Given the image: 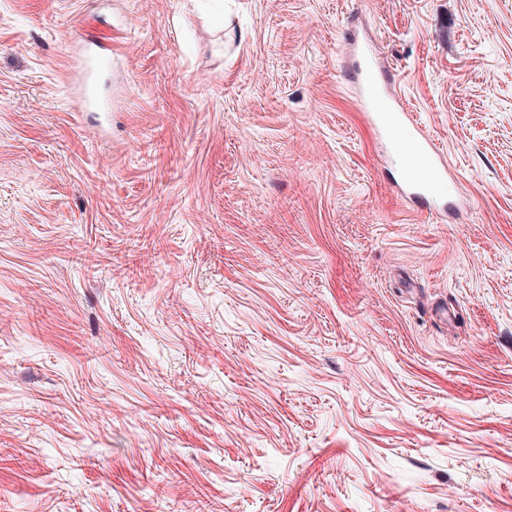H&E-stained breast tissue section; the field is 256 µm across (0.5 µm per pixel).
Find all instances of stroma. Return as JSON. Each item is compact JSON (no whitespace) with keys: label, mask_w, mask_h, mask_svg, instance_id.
Wrapping results in <instances>:
<instances>
[{"label":"stroma","mask_w":512,"mask_h":512,"mask_svg":"<svg viewBox=\"0 0 512 512\" xmlns=\"http://www.w3.org/2000/svg\"><path fill=\"white\" fill-rule=\"evenodd\" d=\"M0 512H512V0H0ZM350 57L360 106L364 112H370L379 135L387 139L391 149L387 154V161L406 165V160L399 154L398 145L392 139V132L407 122L413 123L414 118L398 95L395 74L382 67L372 48L355 37L350 41ZM379 98L384 100L388 112L379 108ZM99 46L95 40H89L84 46V54L79 63L83 74L84 91L83 98L90 102L93 98V78L96 73L101 57L98 55ZM416 135L413 143L433 160L438 169L430 172L429 176L414 179L408 184L405 195L410 199H421L430 203L431 200L437 199L444 194L441 192L440 185L448 184V202L453 197V183L446 179L444 174L438 172L443 169L446 172V161L444 156L434 147L430 135L421 128H416Z\"/></svg>","instance_id":"obj_1"}]
</instances>
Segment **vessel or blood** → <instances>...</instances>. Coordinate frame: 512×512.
<instances>
[{
  "label": "vessel or blood",
  "mask_w": 512,
  "mask_h": 512,
  "mask_svg": "<svg viewBox=\"0 0 512 512\" xmlns=\"http://www.w3.org/2000/svg\"><path fill=\"white\" fill-rule=\"evenodd\" d=\"M98 52L97 42L87 41L79 63L84 79L83 98L87 101L93 98V78L100 62ZM350 57L355 72L358 101L362 110L369 112L382 138H391L393 130L413 119L397 92L394 73L382 67L372 48L359 39H351ZM413 142L421 151L428 154L436 169L429 176L415 179L409 183L406 195L411 199L428 202L440 197V187L447 182L443 173L446 161L434 147L427 132L417 131Z\"/></svg>",
  "instance_id": "vessel-or-blood-1"
}]
</instances>
